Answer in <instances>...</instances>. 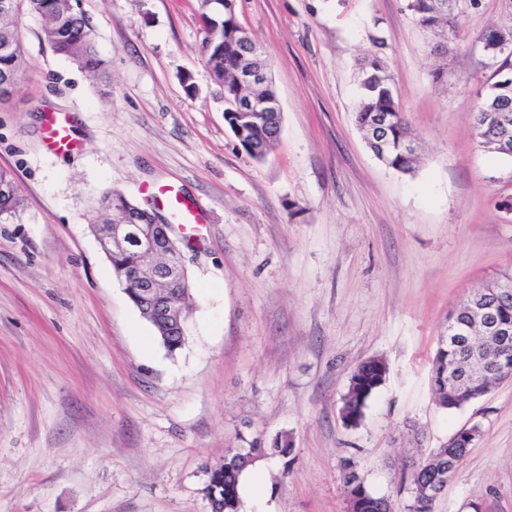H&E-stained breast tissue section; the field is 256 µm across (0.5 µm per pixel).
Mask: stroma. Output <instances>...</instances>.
<instances>
[{"instance_id":"obj_1","label":"stroma","mask_w":512,"mask_h":512,"mask_svg":"<svg viewBox=\"0 0 512 512\" xmlns=\"http://www.w3.org/2000/svg\"><path fill=\"white\" fill-rule=\"evenodd\" d=\"M79 4L108 81L25 10L24 71L0 98V169L23 201L0 216V512H209L205 464L283 431L293 462L265 460L241 512H347L349 465L409 512L406 465L472 425L434 512H512V380L453 411L428 381L449 311L512 273V157L484 151L470 121L479 38L512 27V0L467 9L438 85L435 39L406 0H237L283 111L262 163L224 121L197 0ZM375 52L417 137L408 174L355 123L358 63ZM52 112L75 125L70 154L45 145ZM168 188L202 216L173 354L91 230L116 193L170 216ZM372 357L386 382L345 427L350 374Z\"/></svg>"}]
</instances>
